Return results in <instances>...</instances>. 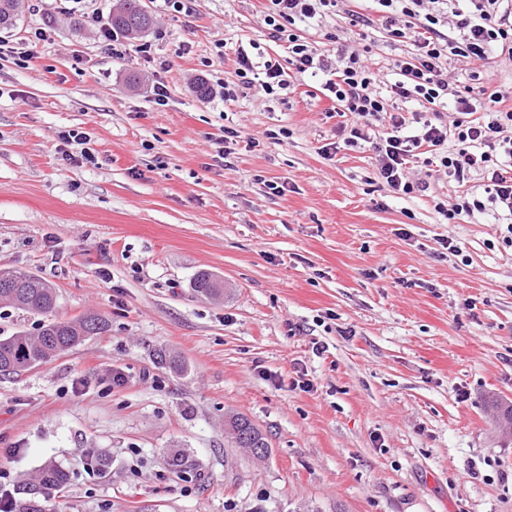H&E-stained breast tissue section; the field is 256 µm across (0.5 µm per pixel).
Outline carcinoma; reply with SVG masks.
I'll use <instances>...</instances> for the list:
<instances>
[{
    "instance_id": "cac0c4a2",
    "label": "carcinoma",
    "mask_w": 512,
    "mask_h": 512,
    "mask_svg": "<svg viewBox=\"0 0 512 512\" xmlns=\"http://www.w3.org/2000/svg\"><path fill=\"white\" fill-rule=\"evenodd\" d=\"M20 2L0 0V28L14 25ZM152 23L151 15L143 11L140 0H121L110 19L111 28L128 36L148 30ZM193 288L203 297H214L222 292L219 281L206 270L196 275ZM57 300L56 289L47 280L19 270H0V303L45 317L34 335L19 330L0 337V376L31 370L59 353L75 349L89 338L103 336L109 331L108 321L94 313L73 319L58 318L55 315ZM155 358L162 368L175 373L184 371L183 362L167 349H157ZM224 433L233 447L259 459L268 456L269 444L265 435L247 417H230L225 422ZM68 481L66 471L52 462L45 464L18 487L15 512H44L41 500L63 489Z\"/></svg>"
}]
</instances>
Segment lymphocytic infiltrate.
<instances>
[{"instance_id":"1","label":"lymphocytic infiltrate","mask_w":512,"mask_h":512,"mask_svg":"<svg viewBox=\"0 0 512 512\" xmlns=\"http://www.w3.org/2000/svg\"><path fill=\"white\" fill-rule=\"evenodd\" d=\"M340 0H263L270 41L286 44L287 63L237 50L235 84L225 102L260 88L268 100L291 92L293 78L321 81L339 117L325 156L344 148L372 150L379 177L402 197L426 193L438 176L457 187L453 201L434 203L447 223L490 216L512 247V86L475 87L491 57L512 61V0H368L347 10L360 40L386 33L413 46L410 56L381 62L369 49L337 42L333 55L299 32L325 26ZM466 59L467 76H449L448 63ZM417 103L406 111L408 103ZM382 137H373L374 129Z\"/></svg>"}]
</instances>
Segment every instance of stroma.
I'll use <instances>...</instances> for the list:
<instances>
[{"mask_svg": "<svg viewBox=\"0 0 512 512\" xmlns=\"http://www.w3.org/2000/svg\"><path fill=\"white\" fill-rule=\"evenodd\" d=\"M119 4L24 0L0 31L15 48L46 34L28 67L0 55V269L53 283L59 316L110 324L0 377L6 488L53 461L70 482L45 512H512L500 225L448 224L433 197H396L372 151L324 156L337 120L317 90L199 96L200 77L236 82L239 46L287 62L257 0H193L188 22L141 0L153 26L116 57L98 25ZM227 126L259 147L223 161ZM70 129L88 132L95 163L63 160ZM448 238L464 257L443 253ZM203 269L223 297L194 292ZM162 347L184 373L157 365ZM301 375L310 391L294 388ZM230 414L266 434L265 461L227 442Z\"/></svg>", "mask_w": 512, "mask_h": 512, "instance_id": "stroma-1", "label": "stroma"}]
</instances>
